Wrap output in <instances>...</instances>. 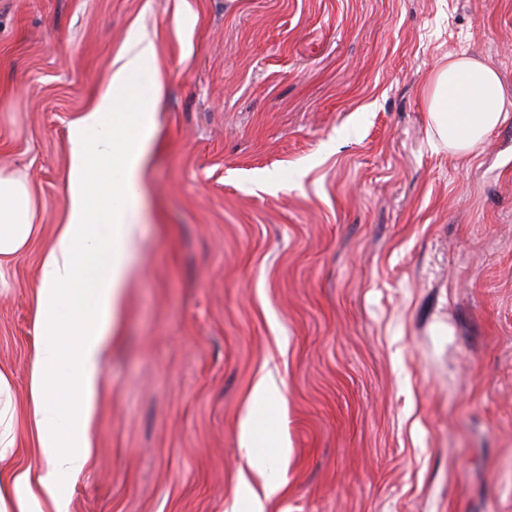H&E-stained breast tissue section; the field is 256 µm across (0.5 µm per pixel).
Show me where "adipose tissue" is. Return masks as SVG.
<instances>
[{
    "label": "adipose tissue",
    "instance_id": "obj_1",
    "mask_svg": "<svg viewBox=\"0 0 512 512\" xmlns=\"http://www.w3.org/2000/svg\"><path fill=\"white\" fill-rule=\"evenodd\" d=\"M162 89L155 38L145 32L118 52L96 103L69 124L64 214L33 291L36 340L23 397L0 371V459L13 454L23 424L37 461L0 471V512H65L62 478L89 472ZM427 101L434 139L459 158L472 156L508 104L496 71L465 55L433 72ZM35 217L28 185L0 174V263L35 237Z\"/></svg>",
    "mask_w": 512,
    "mask_h": 512
}]
</instances>
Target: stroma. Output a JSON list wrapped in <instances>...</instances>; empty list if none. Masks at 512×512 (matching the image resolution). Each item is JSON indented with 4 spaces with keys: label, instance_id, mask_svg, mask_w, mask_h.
Segmentation results:
<instances>
[{
    "label": "stroma",
    "instance_id": "1",
    "mask_svg": "<svg viewBox=\"0 0 512 512\" xmlns=\"http://www.w3.org/2000/svg\"><path fill=\"white\" fill-rule=\"evenodd\" d=\"M143 29L141 235L67 512H512V115L462 161L425 90L465 54L512 101V0H0V172L40 226L0 292L15 394L68 125Z\"/></svg>",
    "mask_w": 512,
    "mask_h": 512
}]
</instances>
